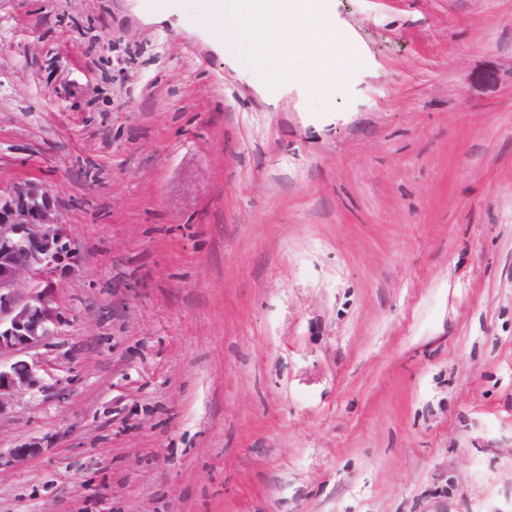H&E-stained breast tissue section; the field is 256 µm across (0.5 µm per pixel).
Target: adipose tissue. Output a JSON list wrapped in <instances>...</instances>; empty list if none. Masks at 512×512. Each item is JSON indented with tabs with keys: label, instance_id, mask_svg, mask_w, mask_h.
<instances>
[{
	"label": "adipose tissue",
	"instance_id": "obj_1",
	"mask_svg": "<svg viewBox=\"0 0 512 512\" xmlns=\"http://www.w3.org/2000/svg\"><path fill=\"white\" fill-rule=\"evenodd\" d=\"M200 10L224 19V48L251 62L272 61L306 81L336 72L332 23L323 8L303 9L299 0H198ZM318 29L311 43L307 31Z\"/></svg>",
	"mask_w": 512,
	"mask_h": 512
}]
</instances>
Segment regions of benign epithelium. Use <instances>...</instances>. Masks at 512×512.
I'll use <instances>...</instances> for the list:
<instances>
[{
  "label": "benign epithelium",
  "instance_id": "benign-epithelium-1",
  "mask_svg": "<svg viewBox=\"0 0 512 512\" xmlns=\"http://www.w3.org/2000/svg\"><path fill=\"white\" fill-rule=\"evenodd\" d=\"M77 263L55 195L32 180L0 190V416L41 388L44 365L33 351L59 332V276ZM40 451L36 442L0 449V469Z\"/></svg>",
  "mask_w": 512,
  "mask_h": 512
}]
</instances>
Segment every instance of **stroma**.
Wrapping results in <instances>:
<instances>
[{"instance_id":"35a3bbf8","label":"stroma","mask_w":512,"mask_h":512,"mask_svg":"<svg viewBox=\"0 0 512 512\" xmlns=\"http://www.w3.org/2000/svg\"><path fill=\"white\" fill-rule=\"evenodd\" d=\"M331 85L196 0H0V187L79 265L0 512H512V0H328ZM40 451L41 447L36 442L9 448L6 451L0 448V470L2 468H14L23 465L30 457Z\"/></svg>"}]
</instances>
